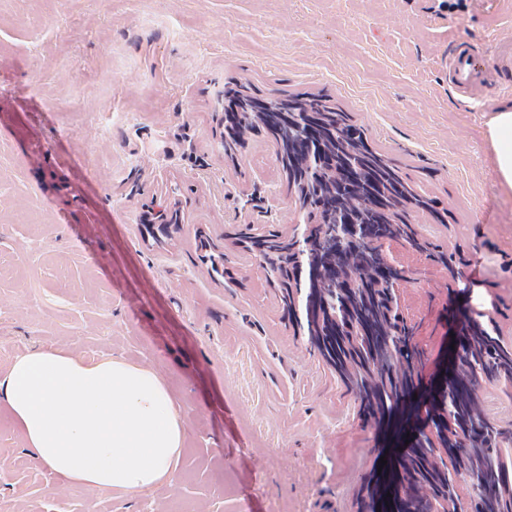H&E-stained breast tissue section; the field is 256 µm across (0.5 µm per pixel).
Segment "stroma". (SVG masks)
Segmentation results:
<instances>
[{
    "instance_id": "1",
    "label": "stroma",
    "mask_w": 512,
    "mask_h": 512,
    "mask_svg": "<svg viewBox=\"0 0 512 512\" xmlns=\"http://www.w3.org/2000/svg\"><path fill=\"white\" fill-rule=\"evenodd\" d=\"M507 0H0V372L34 344L155 370L188 431L175 480L127 499L58 489L0 409V512H358L386 436L285 317L242 248L300 222L272 139L224 150V105L321 97L447 221L417 229L457 277L394 242L418 397L450 335L495 303L512 340V200L448 56L493 66Z\"/></svg>"
}]
</instances>
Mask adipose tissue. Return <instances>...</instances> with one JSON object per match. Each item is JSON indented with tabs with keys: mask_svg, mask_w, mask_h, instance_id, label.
Listing matches in <instances>:
<instances>
[{
	"mask_svg": "<svg viewBox=\"0 0 512 512\" xmlns=\"http://www.w3.org/2000/svg\"><path fill=\"white\" fill-rule=\"evenodd\" d=\"M498 192L512 199V107L483 113ZM0 409L64 486L136 498L172 483L186 430L163 379L120 356L36 346L0 375Z\"/></svg>",
	"mask_w": 512,
	"mask_h": 512,
	"instance_id": "obj_1",
	"label": "adipose tissue"
}]
</instances>
